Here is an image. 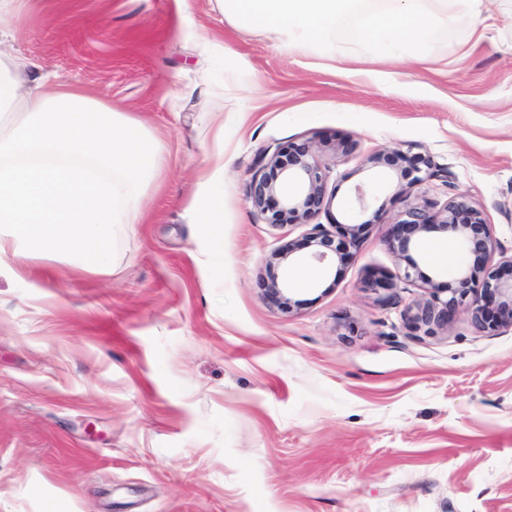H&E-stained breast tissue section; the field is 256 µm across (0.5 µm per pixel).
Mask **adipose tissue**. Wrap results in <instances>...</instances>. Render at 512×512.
I'll return each instance as SVG.
<instances>
[{"instance_id": "adipose-tissue-1", "label": "adipose tissue", "mask_w": 512, "mask_h": 512, "mask_svg": "<svg viewBox=\"0 0 512 512\" xmlns=\"http://www.w3.org/2000/svg\"><path fill=\"white\" fill-rule=\"evenodd\" d=\"M3 117L0 269L7 258L44 254L107 272L116 225L139 223L142 187L160 170L140 119L0 48ZM205 185L195 206L214 234L224 211L223 165L206 174Z\"/></svg>"}]
</instances>
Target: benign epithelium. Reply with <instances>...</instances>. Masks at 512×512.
Here are the masks:
<instances>
[{"label":"benign epithelium","instance_id":"benign-epithelium-1","mask_svg":"<svg viewBox=\"0 0 512 512\" xmlns=\"http://www.w3.org/2000/svg\"><path fill=\"white\" fill-rule=\"evenodd\" d=\"M368 163L374 168L400 173L406 180L407 190L445 173V167L433 157L401 151H378L369 157ZM267 168L268 171L254 177L250 199L273 226L309 224L334 200L333 195L327 194L330 170L318 162L314 143L309 139L290 144L286 152H274ZM281 177L294 183L296 191L273 208L269 201ZM434 207L435 203L426 200L411 202L393 223L383 222L384 210L380 207L368 220L339 225L338 240L322 225L315 224L306 237V245L311 248L309 258L329 265L338 258L352 256L362 230L369 225H381L385 227L384 239L389 249L406 259L403 279L421 282V287L429 293L426 301L407 311L408 323L414 330L434 333L435 329L448 325L461 306L466 307L472 323L481 332L512 330V255H506V249L493 239L483 212L466 197L445 203L436 213L431 212ZM448 230L459 236L463 248L475 255L478 263L461 270L454 282L441 284L422 274L410 251L419 248L422 234ZM496 254L500 258L499 267L490 270L488 262ZM291 290L292 283L287 276L280 279L272 275L265 284L267 297L284 308L291 307Z\"/></svg>","mask_w":512,"mask_h":512}]
</instances>
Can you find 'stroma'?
Here are the masks:
<instances>
[{
    "label": "stroma",
    "instance_id": "stroma-1",
    "mask_svg": "<svg viewBox=\"0 0 512 512\" xmlns=\"http://www.w3.org/2000/svg\"><path fill=\"white\" fill-rule=\"evenodd\" d=\"M483 17L420 58L370 62L281 48L213 0H17L0 16L14 54L140 117L161 148L109 274L54 258L0 276V512H512V331L480 332L463 309L414 331L427 292L400 282L377 225L352 259L294 266L282 309L269 262L311 227L266 224L249 200L274 150L311 138L336 195L318 223L360 221L358 184L390 222L398 178L366 159L422 152L448 177L414 195L467 196L511 248L512 0ZM201 28L223 54L204 57ZM220 158L211 237L194 198ZM438 240L415 259L445 284L475 258ZM264 285L267 297L275 304L284 308L288 307V309L291 307L292 299L290 297V293L293 288L288 276L279 280L278 276L273 274L270 276L269 281Z\"/></svg>",
    "mask_w": 512,
    "mask_h": 512
}]
</instances>
